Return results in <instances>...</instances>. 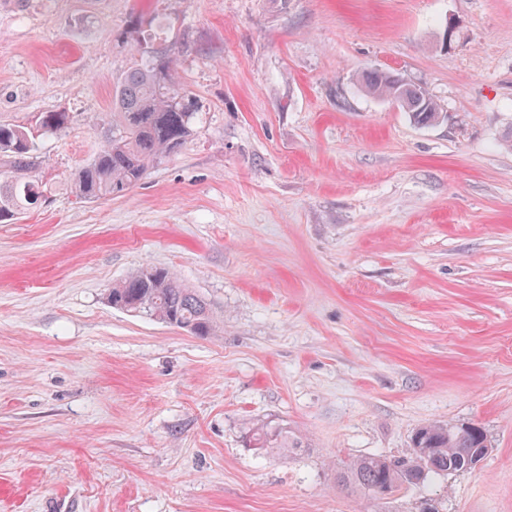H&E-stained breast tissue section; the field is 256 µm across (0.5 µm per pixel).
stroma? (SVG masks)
<instances>
[{
	"mask_svg": "<svg viewBox=\"0 0 512 512\" xmlns=\"http://www.w3.org/2000/svg\"><path fill=\"white\" fill-rule=\"evenodd\" d=\"M163 26L194 134L128 191L77 199L90 117ZM389 70L443 120L362 94ZM48 200L0 223V512H512V0H0V120ZM162 267L199 337L112 308ZM304 439L270 455L249 428ZM481 426L477 469L389 499L338 465Z\"/></svg>",
	"mask_w": 512,
	"mask_h": 512,
	"instance_id": "obj_1",
	"label": "stroma"
}]
</instances>
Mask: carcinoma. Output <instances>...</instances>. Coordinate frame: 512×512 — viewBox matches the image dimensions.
Instances as JSON below:
<instances>
[{
    "label": "carcinoma",
    "mask_w": 512,
    "mask_h": 512,
    "mask_svg": "<svg viewBox=\"0 0 512 512\" xmlns=\"http://www.w3.org/2000/svg\"><path fill=\"white\" fill-rule=\"evenodd\" d=\"M359 90L376 98L399 94L414 123L438 122L437 102L420 86L401 83L395 73L379 69L361 75ZM190 98L175 78L171 50L160 44L146 56L133 58L115 84L112 112L96 120L104 144L72 176L70 190L76 197L97 201L121 194L140 182L158 161L183 148L192 135L194 113ZM72 123L66 112H42L35 124L0 122V222L12 220L38 204L33 173L41 165L37 139L56 135ZM108 303L135 316H146L184 329L195 336L215 332V318L208 304L166 269H138L113 286ZM250 445L271 454L303 447L299 437L272 421L252 429ZM413 448L404 457L371 455L343 465L337 482L371 498H385L403 472L434 476L470 471L466 457L488 454L487 435L468 424L434 423L418 428Z\"/></svg>",
    "instance_id": "obj_1"
}]
</instances>
